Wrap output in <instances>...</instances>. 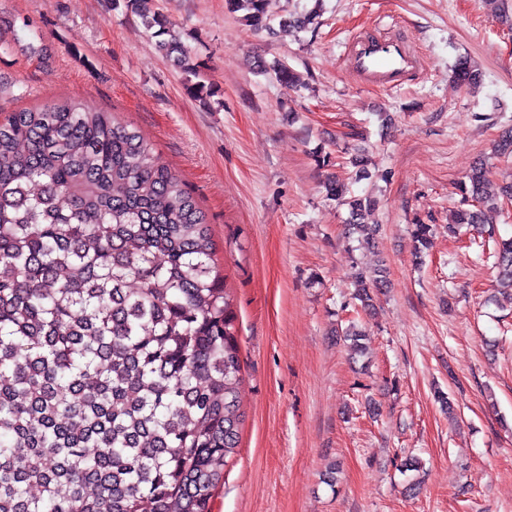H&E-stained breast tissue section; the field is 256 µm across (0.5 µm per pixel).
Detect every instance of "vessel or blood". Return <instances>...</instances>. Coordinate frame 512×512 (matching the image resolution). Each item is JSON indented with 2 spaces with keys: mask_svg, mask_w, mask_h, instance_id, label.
<instances>
[{
  "mask_svg": "<svg viewBox=\"0 0 512 512\" xmlns=\"http://www.w3.org/2000/svg\"><path fill=\"white\" fill-rule=\"evenodd\" d=\"M344 64L364 84L391 91L401 87L411 71L422 68L424 61L404 36L365 34L349 43Z\"/></svg>",
  "mask_w": 512,
  "mask_h": 512,
  "instance_id": "obj_1",
  "label": "vessel or blood"
}]
</instances>
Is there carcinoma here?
<instances>
[{
    "mask_svg": "<svg viewBox=\"0 0 512 512\" xmlns=\"http://www.w3.org/2000/svg\"><path fill=\"white\" fill-rule=\"evenodd\" d=\"M146 26L196 74L190 51L147 0ZM267 0H228L254 30L306 29L315 14L271 24ZM256 68L299 85L285 61ZM463 85L479 81L467 58ZM463 226L495 246L496 284L512 291V236L495 228L488 169L472 166ZM327 192L347 227L377 207L369 195ZM434 225H413L417 254ZM385 269L360 277L367 312ZM236 316L208 224L192 192L134 128L76 102H51L0 121V512H210L237 452L242 360ZM354 353L365 332H336Z\"/></svg>",
    "mask_w": 512,
    "mask_h": 512,
    "instance_id": "obj_1",
    "label": "carcinoma"
}]
</instances>
